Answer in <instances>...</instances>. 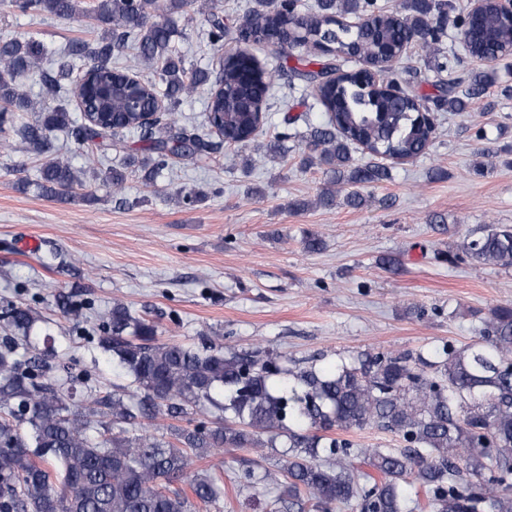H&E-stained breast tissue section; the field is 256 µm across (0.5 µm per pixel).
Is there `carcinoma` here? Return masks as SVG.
Listing matches in <instances>:
<instances>
[{"instance_id": "cac0c4a2", "label": "carcinoma", "mask_w": 512, "mask_h": 512, "mask_svg": "<svg viewBox=\"0 0 512 512\" xmlns=\"http://www.w3.org/2000/svg\"><path fill=\"white\" fill-rule=\"evenodd\" d=\"M193 0H7L12 12L82 16L101 35L72 45L60 77L40 73L43 90L62 103L26 120L16 133L46 158L39 188L60 200L73 198L75 170L52 157L53 134L67 130L75 140L105 149L110 139L130 133L148 153L126 156L105 181L124 189L126 167L148 170L147 180L175 158L204 161L224 145L248 146L258 128L256 112L267 105L276 71L256 63L243 46L219 57V76L186 65L173 49L178 30L173 15ZM208 39L220 50L236 30L239 41L272 43L301 22L303 39L282 43L280 57L311 65L293 69L323 106L326 121L310 130L304 155L332 173L331 184L346 185L349 206L365 198L355 187L379 182L389 171L358 164L352 149L373 158L416 159L433 141L435 127L423 113L466 112L470 99L490 81L471 72L448 80L437 96L403 87L388 93L394 70L377 71L392 57L406 56L415 42L426 56L440 53L448 26V0H405L399 8L376 9L375 0H316L301 11L299 0H256L238 23H227L211 0ZM512 42L506 21L488 10L477 47L494 55ZM132 50L151 66L137 108L128 100V73L112 66L114 52ZM44 48L30 39L0 41V126L16 112L33 110L15 85L17 77L40 69ZM82 103L69 110L60 78L77 63ZM210 86L206 123L218 127L213 140L181 124L179 105ZM161 116L147 125L141 113ZM469 258L512 269V225L491 224L466 233L448 260ZM99 347L112 355L134 386L101 393L61 361H53L50 339L37 341L33 311L8 302L0 322V512H196L224 498L221 477L197 466L226 448L279 451L272 469L248 466L236 473L238 486H263L277 495L269 512H336L355 503L356 512H411L409 488L428 498L431 512H512V305H497L483 319L482 334L457 348L445 345L435 359L397 350L363 351L332 371L307 358L293 365L268 350H243L222 336L197 343L162 342L156 325L135 316L121 301L100 316ZM176 420L164 431L153 421ZM377 427L398 438L399 447L357 448L330 436ZM368 464L378 474H360ZM189 485L191 494L172 487Z\"/></svg>"}]
</instances>
